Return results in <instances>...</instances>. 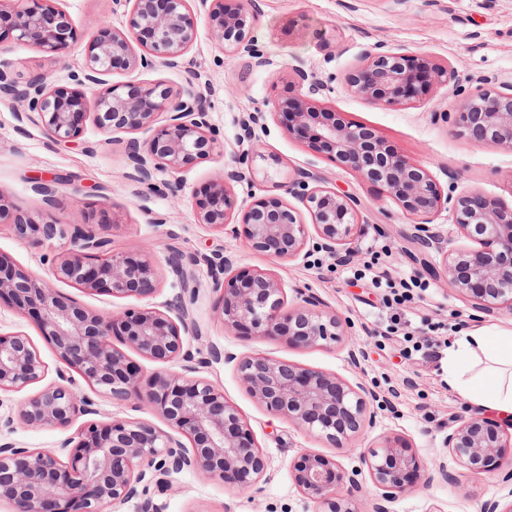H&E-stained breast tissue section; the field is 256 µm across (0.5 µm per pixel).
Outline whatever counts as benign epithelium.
<instances>
[{
    "mask_svg": "<svg viewBox=\"0 0 512 512\" xmlns=\"http://www.w3.org/2000/svg\"><path fill=\"white\" fill-rule=\"evenodd\" d=\"M128 2L132 3L129 33L105 28L94 37L83 68L71 75L72 85H53L44 73L20 85L0 63V97L18 101L37 114L49 139L74 142L82 134L81 118L87 115L84 88L103 84L102 75L114 66H179L197 37L190 0ZM200 2L207 7L209 32L224 46L225 55H247L259 66L266 64L255 43L257 16L252 11L241 4L229 7L224 0ZM3 18L19 45H36L57 54L77 39L66 14L50 6L49 0H23L7 13L0 8ZM294 72L300 81L310 83L313 94L336 79L334 75L326 82L311 79L300 66ZM346 82L354 93L379 106L416 98L431 85H450L462 100L456 111L443 113V119L479 142L512 150V85L468 94L455 71L444 65L375 50L365 53ZM93 107V121L100 130L131 135L127 146L138 160L133 180L146 188L155 186L156 171L175 175L220 148L205 100L192 89L175 93L155 83L126 91L122 85H110L97 93ZM271 114L288 133L384 187L402 214L413 220L412 239L440 255L438 264L426 266L429 274L444 276L448 287L474 299L480 310L498 305L512 310V208L478 193L455 196L441 191L426 169L399 155L371 129L307 96L277 102ZM162 115L165 123L152 138L135 137ZM265 119L261 110L249 115L243 125L249 147L236 153L233 168L214 179L196 200L198 223L233 238L242 236L251 249L275 259L306 260L320 252L337 263L350 261L351 244L364 232L356 201L319 185L318 177L308 170L295 172L283 189L304 206L311 224L301 221L297 211L277 196L254 199L239 217L232 211L229 183L253 173V163L262 156L254 126L265 125ZM443 209L450 214L451 225L480 248L447 247L432 224V216ZM0 223L10 225L15 236L33 248L66 234L70 239V248L50 260L47 279L22 272L0 254V299L6 297L20 312L35 316L63 364L94 391L135 412L154 410L167 425L163 430L131 416L105 423L89 419L97 414L94 401L75 390L72 376L57 370L56 380L29 393L5 425L73 427L75 432L58 451L0 442V500L8 501L11 512H112L139 498L140 512H161L147 497L149 487L167 492L173 488L174 476L187 469L239 490L256 487L265 469L261 449L224 391L197 376L214 360L236 362L241 380L268 411L341 447H353L364 425L375 424V413H367L369 405L386 406L384 396L362 382L350 384L263 356L239 359L216 345L210 346L208 356L197 358L185 347L186 337L199 336L187 305L196 288L190 286L185 271L201 260L210 271L213 291L219 294L217 314L224 331L285 338L295 346L312 348L327 347L345 335L340 317L319 309L320 303L298 288L294 292L301 305L286 306L284 289L267 272L235 274L231 259L222 252L202 259L173 252L168 263L181 277V293L167 304L174 315L146 306L104 316L65 301L53 282L106 291L114 297L147 299L155 293L158 277L145 249L115 252L93 225L67 230L39 222L6 205L1 193ZM114 336L148 360L181 359L183 372L143 374L112 343ZM47 373L26 337L0 335V391L20 392L43 381ZM444 445L449 461L430 467L389 441L362 450L360 462L378 490L371 512H391L390 505L407 491L437 479H454L450 462L475 478L494 472L495 463L512 450V434L487 419L471 417L448 426ZM291 473L297 489L322 512H358L352 499L359 489V470L348 471L329 457L302 453L293 460Z\"/></svg>",
    "mask_w": 512,
    "mask_h": 512,
    "instance_id": "7a95c632",
    "label": "benign epithelium"
}]
</instances>
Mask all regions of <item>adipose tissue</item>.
I'll list each match as a JSON object with an SVG mask.
<instances>
[{"label":"adipose tissue","instance_id":"1","mask_svg":"<svg viewBox=\"0 0 512 512\" xmlns=\"http://www.w3.org/2000/svg\"><path fill=\"white\" fill-rule=\"evenodd\" d=\"M484 357L486 366L473 371L472 361ZM448 381L465 398L512 418V329H487L461 336L448 352Z\"/></svg>","mask_w":512,"mask_h":512}]
</instances>
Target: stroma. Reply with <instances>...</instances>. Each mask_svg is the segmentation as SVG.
Instances as JSON below:
<instances>
[{
    "label": "stroma",
    "mask_w": 512,
    "mask_h": 512,
    "mask_svg": "<svg viewBox=\"0 0 512 512\" xmlns=\"http://www.w3.org/2000/svg\"><path fill=\"white\" fill-rule=\"evenodd\" d=\"M68 16L78 39L61 55L20 46L12 38L0 41V61L17 82L50 72L54 84L66 85L84 64L87 45L101 25L126 30L130 7L124 0H52ZM259 20L254 35L267 63L253 66L248 58L228 57L204 21L200 0L192 8L199 21L197 38L184 66L161 65L143 69L112 70L107 83L118 85L163 83L177 90L187 86L207 100L209 121L221 142L219 153L182 169L180 192L166 190L169 172L159 171L160 191L141 188L132 179L135 163L126 149L127 134L102 132L87 120L74 143L51 141L37 115L21 118L20 104L0 98V193L8 204L36 220L70 228L96 223L114 250L138 244L153 257L159 288L154 297H115L87 292L71 284H58L59 293L103 315H117L146 305L163 309L179 291L166 262L171 248L186 253L224 252L237 271L272 273L294 304V289L317 298L323 309L336 312L352 325V333L325 348H302L284 339L258 340L225 333L217 317V293L205 264L193 266L197 292L190 313L202 336L192 348L215 344L236 358L255 354L318 370L350 382H369L388 392L390 408L378 411L374 426L365 427L355 451L333 447L302 433L287 419L260 405L241 381L234 362H214L201 368L206 378L237 408L250 427L266 460L257 489L242 492L219 480L192 473L178 475L174 492L155 495L163 512H317L291 475L292 460L303 452L333 458L345 468L358 466V449L398 441L425 465L446 454L444 438L456 419L480 415L481 410L448 382L444 360L447 347L466 333L485 327L512 328V311L500 307L479 311L471 298L451 290L446 279L425 273L421 263L406 253L411 221L387 197L383 187L317 152L288 133L276 117L257 131L263 159L258 168L288 174L315 173L322 186L352 196L365 222L349 264L328 266L303 260H271L251 250L244 238H232L199 224L193 195L222 172L233 153L243 148L241 125L251 112L270 111L275 102L307 94V84L294 73L303 67L317 77L337 79L316 99L349 121L375 129L398 154L426 168L441 190L478 192L512 207V150L484 144L459 128L443 122L439 114L454 108L450 87H432L426 96L395 106H376L351 92L347 72L361 64L367 50L384 45L387 51L428 56L449 65L466 90L512 83V0H253ZM56 179L55 203H46L33 189L34 179ZM68 246L58 238L32 249L0 224V254L28 274L42 276L47 258ZM393 281L415 278L425 290L414 291L410 301L387 306L388 288L376 287L375 278ZM0 334L26 336L55 379L62 363L35 320L19 313L8 301L0 302ZM364 351L359 364L348 357L350 347ZM20 393L0 391V438L20 448L54 450L65 431L53 428L4 427L14 415ZM455 481L404 494L393 512H480L488 499L508 501L512 486L499 474L482 479L455 468Z\"/></svg>",
    "instance_id": "1"
}]
</instances>
